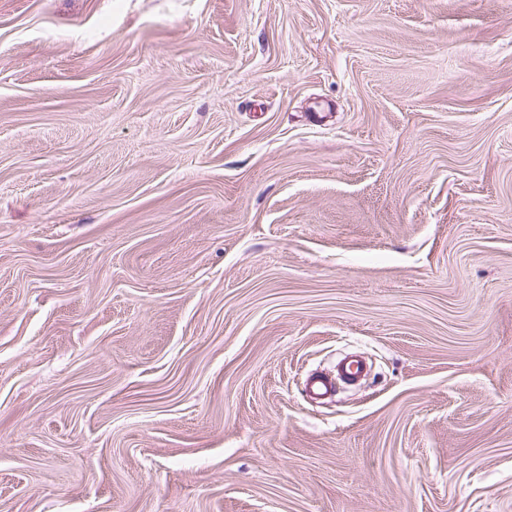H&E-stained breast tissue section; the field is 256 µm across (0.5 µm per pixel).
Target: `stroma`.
I'll use <instances>...</instances> for the list:
<instances>
[{"instance_id": "stroma-1", "label": "stroma", "mask_w": 512, "mask_h": 512, "mask_svg": "<svg viewBox=\"0 0 512 512\" xmlns=\"http://www.w3.org/2000/svg\"><path fill=\"white\" fill-rule=\"evenodd\" d=\"M0 512H512V0H0Z\"/></svg>"}]
</instances>
